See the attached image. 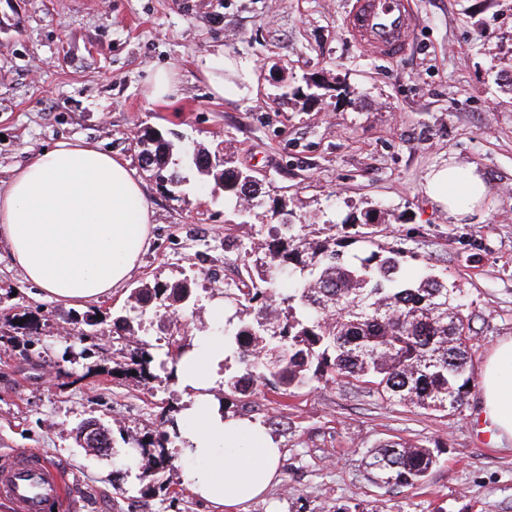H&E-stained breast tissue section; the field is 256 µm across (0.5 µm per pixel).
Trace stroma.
<instances>
[{"mask_svg": "<svg viewBox=\"0 0 512 512\" xmlns=\"http://www.w3.org/2000/svg\"><path fill=\"white\" fill-rule=\"evenodd\" d=\"M351 0H0V188L31 152L86 139L139 173L154 211L152 240L124 287L86 307L39 296L0 243V453L36 449L70 480L74 512H215L195 496L181 439L155 479L122 468L130 448L171 431L188 393L172 378L178 349L222 333L213 316L226 287L246 276L248 252L287 203L297 224L372 210L349 233L373 250L401 249L445 278L470 317V369L512 336V0H411L419 20L401 56L366 52L342 25ZM250 63L232 78L239 95L214 101L202 74L216 51ZM178 71L168 103L149 101L153 69ZM312 99H283L305 78ZM171 142L179 184L144 168L139 132ZM232 153L262 205L240 223L186 153ZM478 166L488 194L462 222L426 195L427 174L448 161ZM193 280L195 309L175 324L112 333L139 281ZM35 315L38 332L18 329ZM95 325H86V318ZM176 339L177 349L167 346ZM150 344L154 380L138 384L116 365L132 340ZM480 388L454 412L432 411L316 383L284 397L254 382L249 417L282 450L280 476L235 512H512V446L481 433ZM105 425L111 446L82 445L77 429ZM434 451L424 483L369 481L364 463L381 441Z\"/></svg>", "mask_w": 512, "mask_h": 512, "instance_id": "stroma-1", "label": "stroma"}]
</instances>
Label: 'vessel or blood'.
<instances>
[{
  "instance_id": "vessel-or-blood-1",
  "label": "vessel or blood",
  "mask_w": 512,
  "mask_h": 512,
  "mask_svg": "<svg viewBox=\"0 0 512 512\" xmlns=\"http://www.w3.org/2000/svg\"><path fill=\"white\" fill-rule=\"evenodd\" d=\"M418 23L410 0H353L344 18L352 37L372 54H400ZM0 499L14 512H46L48 505L67 508L70 495L58 469L33 450L0 459Z\"/></svg>"
}]
</instances>
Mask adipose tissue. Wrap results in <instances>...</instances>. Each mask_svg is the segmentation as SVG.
I'll return each instance as SVG.
<instances>
[{"label":"adipose tissue","instance_id":"obj_1","mask_svg":"<svg viewBox=\"0 0 512 512\" xmlns=\"http://www.w3.org/2000/svg\"><path fill=\"white\" fill-rule=\"evenodd\" d=\"M426 192L461 221L480 207L487 186L477 166L451 163L430 174ZM151 222L135 171L88 142L61 140L31 153L0 192V241L12 267L68 306L101 301L123 287L149 244ZM223 360V337H202L180 356L173 377L192 398L181 422L193 491L231 512L276 480L281 450L264 428L215 405ZM481 416L499 444L512 445V337L484 362Z\"/></svg>","mask_w":512,"mask_h":512}]
</instances>
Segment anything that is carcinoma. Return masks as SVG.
<instances>
[{"label":"carcinoma","mask_w":512,"mask_h":512,"mask_svg":"<svg viewBox=\"0 0 512 512\" xmlns=\"http://www.w3.org/2000/svg\"><path fill=\"white\" fill-rule=\"evenodd\" d=\"M142 140L155 143L144 154L146 170L179 184L176 175H163L171 145L147 129ZM193 163L233 210L248 216L261 205L253 180L229 161L199 150ZM345 247L334 233L315 240L302 224L268 225L257 275L224 289V304L235 309L224 322V385L245 395L260 380L286 395L320 380L355 381L389 402L457 410L471 391V327L448 281L405 275L401 249L383 254L364 247L348 254ZM190 288L187 279L166 288L141 283L133 294L139 316L160 301L190 305L196 300L187 296ZM128 359L125 374L136 372L139 382L153 379L147 344L137 342ZM232 360L242 372L230 371ZM163 440L155 448L140 445L155 474L168 466ZM435 464L428 448L388 442L370 451L366 470L377 483L413 487Z\"/></svg>","instance_id":"obj_1"}]
</instances>
